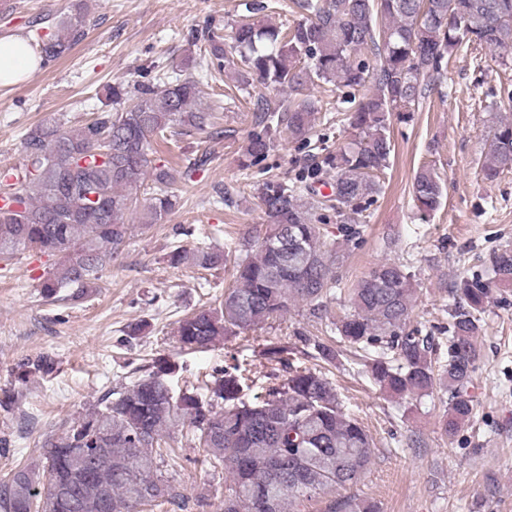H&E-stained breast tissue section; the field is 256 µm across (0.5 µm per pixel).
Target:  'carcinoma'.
<instances>
[{"label":"carcinoma","mask_w":512,"mask_h":512,"mask_svg":"<svg viewBox=\"0 0 512 512\" xmlns=\"http://www.w3.org/2000/svg\"><path fill=\"white\" fill-rule=\"evenodd\" d=\"M294 6L299 19L288 26L254 18L267 4H244L228 47L216 28L201 35L207 65L246 88L285 93L277 101L251 98L253 128L242 167L264 160L284 134L306 139L320 112L310 94L315 86L336 94V111L353 137L325 151L306 173L260 185L263 237L238 245L232 286L222 300L181 318L177 340L185 352H206L302 302L312 317L328 320L327 336H300L312 358L334 365L345 345L374 354L371 379L392 396L447 393L443 429L453 434L473 417L478 322L492 284L512 283V249L490 256L492 278L456 283L448 348L440 355L431 337L410 324L415 275L400 260L369 270L350 289L351 311L330 318L344 256L324 222L332 210L337 222L356 224L362 202L382 193L380 175L394 153L391 117L415 111L427 92L442 86L453 54L486 48L497 66H512V0H294ZM85 34L83 13L60 20L41 41L44 62L61 58ZM108 94L112 110L77 129L55 121L31 127L22 166L0 173V262L29 248L58 257L42 282L48 298L65 289L72 298L85 297L122 256L128 215L139 209L132 191L146 178L152 186L139 220L147 228L175 207V186L208 161L203 153L183 169L156 165L154 143L175 128L212 138L224 133L218 113L197 107L198 83L191 77L165 74L130 88L118 83ZM481 169L489 181L512 170V118L496 122ZM319 183L331 193L318 196ZM412 197L424 219L441 206L443 187L432 166L417 170ZM286 237L298 244L303 266L280 251ZM226 258L214 246L178 247L168 255L172 265L205 270L223 268ZM283 353L266 346L257 364L235 358L181 387L174 384L177 365L155 359L131 384L105 390L62 431L44 433L43 461L0 482V512H141L155 502L184 509L185 496L159 468L164 439L180 427L203 449L213 477L224 480L229 512H256L265 494L276 499L277 512H307L313 501L324 504L322 512H379L372 502L340 494L371 464L372 438L343 412L322 371L295 367ZM261 377L262 392L249 396ZM275 463L281 470L274 474Z\"/></svg>","instance_id":"obj_1"}]
</instances>
